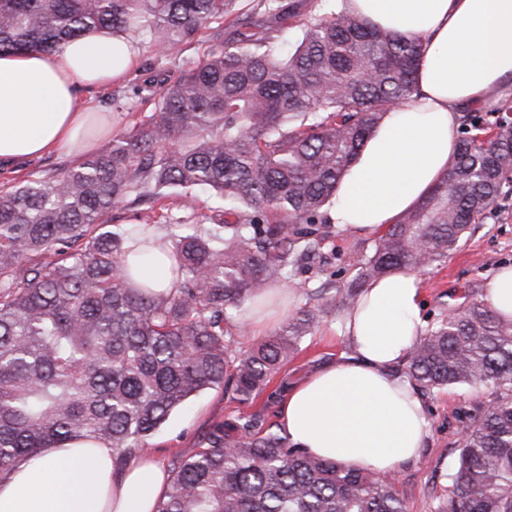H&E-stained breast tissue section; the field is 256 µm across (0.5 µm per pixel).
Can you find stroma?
I'll return each mask as SVG.
<instances>
[{
  "instance_id": "1",
  "label": "stroma",
  "mask_w": 512,
  "mask_h": 512,
  "mask_svg": "<svg viewBox=\"0 0 512 512\" xmlns=\"http://www.w3.org/2000/svg\"><path fill=\"white\" fill-rule=\"evenodd\" d=\"M299 15L280 20L264 12L260 0H236L233 11L226 16L222 26L207 24L197 32L194 43L180 51L178 56L157 54L148 44H140V69L130 74L112 88L83 90L77 95L78 104L92 103L100 111L116 110L117 99L129 102L127 110L119 111L120 126H131L147 120L153 112L150 101L135 96L134 89L143 79L142 71H167L174 59L186 61L202 59L212 45L215 32H223L225 41H232L241 24H250L256 36L266 37L274 49L283 51L299 35L302 18L317 9L320 0H298ZM78 154L49 153L29 159L16 166L0 165V186L13 184L31 175H40L62 165L81 162ZM374 242L370 235L339 234L323 244L325 265L311 269L305 277L309 287L324 283L327 274H335L342 283H350L355 273L348 270L345 257L352 250L369 249ZM512 266V193L499 199L491 218L477 225L468 240L446 260L435 263L423 272V318L433 324L442 311V304L454 301L465 307L482 302L487 275L497 266ZM348 346L342 337L341 319L336 314L323 318L315 333L306 337L294 357L282 370L280 377L292 385L305 379L321 364L346 353ZM492 389L487 385L466 388H448L426 397L428 441L419 456L397 470L399 487L404 492L408 512H429L431 503L444 492V476L457 463L459 432L465 411L486 403ZM279 399L260 394L253 402L239 404L222 389L197 393L183 408L174 411L151 439L152 455L163 462H170L175 453H190L213 424L233 418L238 413L261 415L265 424L278 422Z\"/></svg>"
}]
</instances>
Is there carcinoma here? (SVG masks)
<instances>
[{
    "instance_id": "1",
    "label": "carcinoma",
    "mask_w": 512,
    "mask_h": 512,
    "mask_svg": "<svg viewBox=\"0 0 512 512\" xmlns=\"http://www.w3.org/2000/svg\"><path fill=\"white\" fill-rule=\"evenodd\" d=\"M235 0H0V52L53 53L97 28L161 53L192 44ZM423 42L373 27L344 7L307 20L283 55L267 39L216 36L171 77L144 73L149 123L80 164L0 188V474L45 448L100 441L123 465L203 390L247 403L262 393L331 309L389 271L457 251L512 186V99L460 118L455 161L399 223L349 258L345 288L316 301L243 354L226 343L246 301L319 258L346 169L384 115L413 98ZM225 218L179 220L162 237L112 211L197 193ZM161 254L174 286L134 274ZM393 376L421 396L478 383L487 404L464 415L446 494L430 512H512V318L448 304ZM154 512H407L394 475L314 456L257 414L216 423L170 461Z\"/></svg>"
}]
</instances>
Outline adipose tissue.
Returning a JSON list of instances; mask_svg holds the SVG:
<instances>
[{
  "instance_id": "obj_1",
  "label": "adipose tissue",
  "mask_w": 512,
  "mask_h": 512,
  "mask_svg": "<svg viewBox=\"0 0 512 512\" xmlns=\"http://www.w3.org/2000/svg\"><path fill=\"white\" fill-rule=\"evenodd\" d=\"M371 24L422 38L417 98L387 113L341 178L329 210L349 234L398 223L440 182L455 158L465 109L512 97V0H347ZM139 48L93 30L52 54H0V161L50 150L81 153L92 119L108 113L76 103L82 88H108L136 70ZM292 293L277 287L247 302L242 321L260 335L286 321ZM421 276L397 270L369 282L343 315L349 354L295 385L279 408L292 444L312 455L395 473L428 437L426 408L390 369L424 331ZM167 473L135 455L123 469L111 447L92 441L48 448L0 475V512H153Z\"/></svg>"
}]
</instances>
